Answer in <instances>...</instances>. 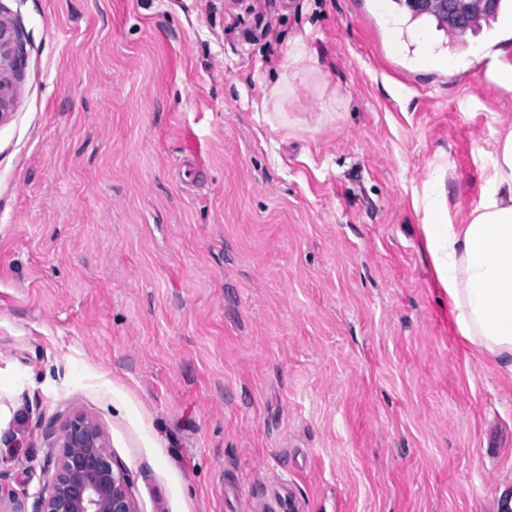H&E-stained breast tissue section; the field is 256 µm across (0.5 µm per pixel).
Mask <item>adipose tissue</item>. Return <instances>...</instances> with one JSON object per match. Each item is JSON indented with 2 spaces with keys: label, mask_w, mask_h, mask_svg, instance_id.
<instances>
[{
  "label": "adipose tissue",
  "mask_w": 512,
  "mask_h": 512,
  "mask_svg": "<svg viewBox=\"0 0 512 512\" xmlns=\"http://www.w3.org/2000/svg\"><path fill=\"white\" fill-rule=\"evenodd\" d=\"M426 198V248L459 334L512 373V132L498 147L466 224H443Z\"/></svg>",
  "instance_id": "adipose-tissue-1"
}]
</instances>
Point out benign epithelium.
<instances>
[{
    "label": "benign epithelium",
    "mask_w": 512,
    "mask_h": 512,
    "mask_svg": "<svg viewBox=\"0 0 512 512\" xmlns=\"http://www.w3.org/2000/svg\"><path fill=\"white\" fill-rule=\"evenodd\" d=\"M418 10L440 8L459 27L467 14L464 0H409ZM26 62L19 23L0 14V123L11 114L16 79ZM60 449L51 482L35 504L36 512H138L125 471L107 450L100 427L83 415L70 418L52 434Z\"/></svg>",
    "instance_id": "7a95c632"
}]
</instances>
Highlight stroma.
Here are the masks:
<instances>
[{"label":"stroma","mask_w":512,"mask_h":512,"mask_svg":"<svg viewBox=\"0 0 512 512\" xmlns=\"http://www.w3.org/2000/svg\"><path fill=\"white\" fill-rule=\"evenodd\" d=\"M0 6L27 40L0 124V474L24 512L77 413L138 512H269L282 481L294 512H500L512 374L458 334L422 201L478 204L512 26L427 17L396 49L395 0Z\"/></svg>","instance_id":"1"}]
</instances>
